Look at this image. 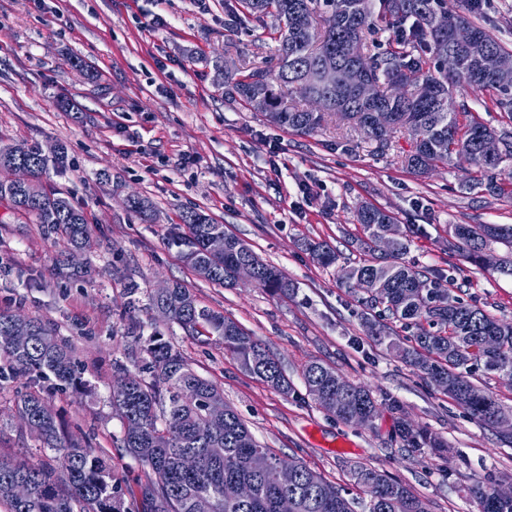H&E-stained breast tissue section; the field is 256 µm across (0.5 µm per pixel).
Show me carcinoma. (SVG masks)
I'll use <instances>...</instances> for the list:
<instances>
[{
  "label": "carcinoma",
  "instance_id": "carcinoma-1",
  "mask_svg": "<svg viewBox=\"0 0 512 512\" xmlns=\"http://www.w3.org/2000/svg\"><path fill=\"white\" fill-rule=\"evenodd\" d=\"M251 16L267 14L278 21V70L243 66L223 70L224 99L250 106L254 97L265 98L262 112L274 125L302 135L322 126L328 113L344 121H366L373 112L387 110L395 117L389 130L367 129L377 148L389 147L391 134L403 129L411 134L414 150L405 165L423 174L450 162L477 169V183L492 193L502 190L497 177L512 178V131L498 136L505 151L488 161L481 151L482 136L491 131L471 112L448 111V94L457 86L473 92L492 93V104L512 112V86L501 84L493 68L494 59L507 52L488 28L471 20L480 10L478 0H241ZM450 15L475 29L487 43V56L470 62L462 50L448 43V35L437 28L439 19ZM397 34L391 49L371 52L367 36L377 24ZM381 90L376 100L365 104L346 84L326 87L314 80L323 59H336V70L348 69L359 47ZM320 97L321 112H312L301 101ZM68 155L58 146L53 155L38 143L27 147L21 158L0 149V168L28 166L35 177L66 170ZM7 202L17 214L34 224H42L63 239L66 251L58 268L74 275L83 269L69 266L72 251L92 248L82 208L56 189L31 191L11 183H0V202ZM367 236V248L375 250L378 239L391 232L397 240L392 250L374 260L343 271L347 280L364 281L369 301L385 305L390 315L405 325L426 321L432 330L414 337V345L403 348L375 323L369 335L396 351L413 370L421 373L439 390L448 394L473 419L493 427L504 408L470 381L473 368L481 365L490 372L512 374V322H503L484 309L464 302L441 279L404 260L409 236L385 211L363 206L356 215ZM187 232L173 238L182 248V257L202 278L225 285L235 283L236 266L244 260L257 261L255 285L288 296L295 284L277 267L263 262L238 237L224 231L208 215L188 208L180 216ZM214 235L227 239L224 253L211 254L207 240ZM448 245L463 258L481 265L482 254L495 244L512 250L511 224H450ZM319 264L334 265L336 250L326 242L308 245ZM149 303L171 325L199 333L207 327L219 336L224 350L233 354L250 374L287 394L292 385L278 360L255 341L235 321L198 306L189 289L175 284L167 294L149 296ZM24 335L27 343L17 346L14 337ZM145 356L134 361L135 387L114 395L111 406L122 424L117 446L144 467V476L130 491V507L117 495L118 481L105 454L90 447L83 437L64 430L54 407L41 395L43 380L69 385L76 379L71 346L37 317L18 316L0 310V378L24 377L30 391L20 399L19 413L25 426L42 447L53 452L45 458L16 461L0 456V505L6 512H194L196 496L206 494L213 512H277L276 504L285 494L296 500V512H354L353 501L343 490L328 483L304 464H299L296 483L283 488L276 477L282 458L260 445L239 415L231 408L224 414V429L207 426L206 404L224 399L221 389L199 376L180 352L156 332L144 340ZM308 394L327 413L350 424L361 415L371 423L377 413L372 391L342 377L335 368L312 362L303 370ZM342 402H336V388ZM401 438L408 449L419 451L428 445L427 436L406 426ZM213 448L224 449L216 457ZM197 458L192 471L178 465L179 456ZM246 482L253 488L249 502L236 499L232 486ZM356 483L367 496L366 512H430L428 503L409 486L377 470L360 468ZM479 512H512V498L500 499L492 489L480 485L472 489Z\"/></svg>",
  "mask_w": 512,
  "mask_h": 512
}]
</instances>
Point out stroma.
Segmentation results:
<instances>
[{"instance_id": "35a3bbf8", "label": "stroma", "mask_w": 512, "mask_h": 512, "mask_svg": "<svg viewBox=\"0 0 512 512\" xmlns=\"http://www.w3.org/2000/svg\"><path fill=\"white\" fill-rule=\"evenodd\" d=\"M276 28L273 16L252 17L240 0H0V143L66 146L69 168L41 182L84 208L95 242L86 255L91 276L59 275L62 240L0 205V308L41 318L71 345L81 386L47 383L41 393L72 431L112 450L119 492L142 466L115 451L122 435L110 404L116 367L141 354L133 329H158L281 458L301 460L354 497V472L364 466L405 483L431 512H478L475 484L512 485V435L471 418L369 336L364 320L379 309L339 270L372 257L356 221L370 204L398 224L420 226L407 261L452 276L461 297L512 321V275L495 266L507 249L493 246L491 263L478 267L448 248L449 225L512 224V180L491 193L473 186L468 165L420 175L403 163L411 149L403 133L380 154L335 119L307 136L225 101L218 66L243 59L275 66ZM61 97L76 111L60 109ZM103 172L108 180H100ZM131 195L151 202L154 220L128 209ZM190 207L280 268L294 293L199 277L171 243ZM309 241L334 247L336 265L313 262ZM173 282L276 355L292 391L245 372L217 336L161 322L148 296ZM131 283L139 288L134 298ZM312 361L373 392L371 425L344 424L308 396L302 372ZM27 389L22 378L0 381L1 455L41 451L17 413ZM403 423L425 431L434 447L406 451Z\"/></svg>"}]
</instances>
